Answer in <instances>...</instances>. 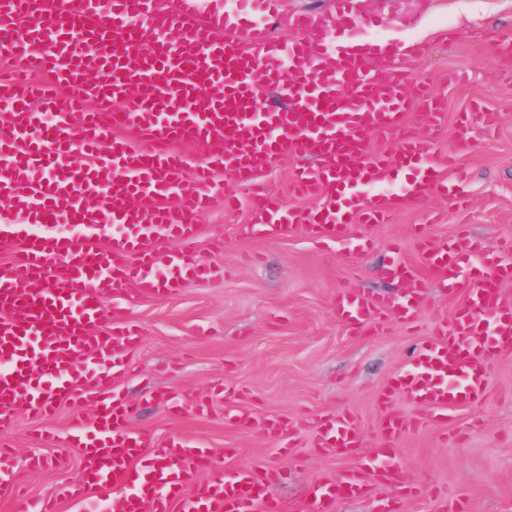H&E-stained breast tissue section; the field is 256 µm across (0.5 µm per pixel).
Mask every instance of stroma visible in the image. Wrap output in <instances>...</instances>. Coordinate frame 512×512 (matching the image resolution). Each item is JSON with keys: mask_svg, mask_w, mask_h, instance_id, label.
<instances>
[{"mask_svg": "<svg viewBox=\"0 0 512 512\" xmlns=\"http://www.w3.org/2000/svg\"><path fill=\"white\" fill-rule=\"evenodd\" d=\"M357 11L377 21L362 31L361 40L422 45L421 55L408 58L407 70L410 80H430L445 101L435 151L447 153L458 113L475 104L489 113L491 127H472L461 151L467 172L463 203L437 196L395 213L389 223L370 228L375 245L358 255L355 229L348 240L327 244L302 229L242 234L249 210L225 212L224 196L244 199L248 190L222 173L215 179L213 209L197 219L198 257L211 276L188 282L172 298L120 304L141 330L130 354L132 372L120 383L137 405L131 428L182 438L219 457L236 449L238 465L272 466L279 479L271 492L285 512H294L316 480L339 476L349 466L333 452L315 448L314 419L353 414L364 430V448H373L381 415L378 394L458 303L432 277L414 326L351 335L336 313L337 291L349 288L372 301L397 298L401 282L383 274L389 246L399 242L403 260L422 266L412 234L417 225H427L437 239L463 228L492 250L512 240V0H357ZM452 71L458 82H449ZM217 235L224 238L220 253L210 248ZM490 382L485 400L459 409L447 428L427 419L401 441L405 474L420 488L401 512H441L451 493L467 497L472 512H512V355L491 366ZM223 385L259 414L287 420L289 435L275 440L226 424L224 400L213 395ZM183 390L213 396V409L204 416L169 413L166 396ZM72 416L65 404L46 423L16 412L8 432L14 453L6 467L21 477L30 499L50 496L79 476L78 448L42 447L36 441L45 430L65 433ZM34 454L43 457L44 466L31 474L27 462Z\"/></svg>", "mask_w": 512, "mask_h": 512, "instance_id": "1", "label": "stroma"}]
</instances>
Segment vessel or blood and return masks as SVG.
Listing matches in <instances>:
<instances>
[{"mask_svg": "<svg viewBox=\"0 0 512 512\" xmlns=\"http://www.w3.org/2000/svg\"><path fill=\"white\" fill-rule=\"evenodd\" d=\"M177 2L165 12L161 0H0V52L19 62L0 75V198L11 204L0 213V247L11 252L0 264V432L16 411L45 420L65 403L75 415L66 440L81 450L78 479L39 512L94 492L106 512H284L270 492L273 467L240 465L202 484L199 475L236 449L219 459L186 440L131 431L134 406L118 382L139 330L118 320L116 301L174 297L208 276L195 217L214 201L216 171L253 187L259 171L296 160L292 191L321 203L287 208L255 190L252 226L302 227L334 241L434 195L460 200L463 136L488 120L477 106L460 113L456 140L434 156L433 132L409 112L417 102L435 120L444 104L427 84L410 87L403 67L422 45L390 43L382 56L356 50L349 34L363 22L354 0L289 16L296 36L288 40L273 34L281 0H253L249 15L218 0ZM62 85L71 95L57 94ZM375 135L395 138V151L371 152ZM63 224L74 232H60ZM416 235L425 272L393 260L386 275L406 285L394 302L338 290L345 329L416 323L427 273L462 302L380 393L377 448L359 455L363 432L352 414L317 420L316 448L355 463L319 479L300 512H331L373 482L390 493L377 512H397V499L418 493L398 445L419 422L393 410L395 397L447 423L486 398L490 365L512 354V294L502 287L512 279V246L492 257L465 230L442 242L422 226ZM90 392L98 401L88 423ZM209 409L188 393L170 404L178 416ZM224 419L274 438L288 426L245 408Z\"/></svg>", "mask_w": 512, "mask_h": 512, "instance_id": "vessel-or-blood-1", "label": "vessel or blood"}]
</instances>
